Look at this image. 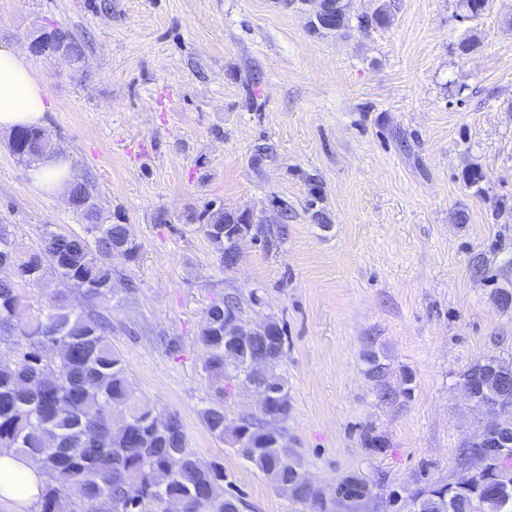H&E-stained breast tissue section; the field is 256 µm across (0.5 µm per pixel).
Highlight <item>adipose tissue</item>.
I'll use <instances>...</instances> for the list:
<instances>
[{
  "label": "adipose tissue",
  "instance_id": "1",
  "mask_svg": "<svg viewBox=\"0 0 512 512\" xmlns=\"http://www.w3.org/2000/svg\"><path fill=\"white\" fill-rule=\"evenodd\" d=\"M49 110L43 79L24 53L0 47V132L42 125ZM46 477L28 458L0 449V498L31 507Z\"/></svg>",
  "mask_w": 512,
  "mask_h": 512
}]
</instances>
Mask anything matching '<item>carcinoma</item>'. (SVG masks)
<instances>
[{
    "mask_svg": "<svg viewBox=\"0 0 512 512\" xmlns=\"http://www.w3.org/2000/svg\"><path fill=\"white\" fill-rule=\"evenodd\" d=\"M335 15L333 30L353 27L367 31L383 25L387 15H350L347 0H328ZM10 147L21 162L32 163L60 150L39 127H23L12 136ZM73 210L86 221L85 233L48 229L40 241L24 248L12 233L0 236V251L16 257V270L0 278V341L11 345L12 356L0 360V448L36 461L47 481L41 512H61V500L74 495L86 512H167L170 501L183 512H240L244 502L223 493L224 467L200 466L187 448L181 418L156 412L137 395L125 360L111 341L112 321L101 313L81 312L71 304L78 292L92 303L112 295L116 270L112 255L136 260L139 246L125 224H102L97 205L86 185L70 184ZM202 228L219 262L233 248L224 236V208L203 214ZM52 272L60 288L29 321H20L26 307L21 287L39 283ZM260 302L255 292L245 296L232 289L213 300L206 311L198 341L204 349L203 369L212 385V397L201 419L216 438L230 440L235 452L263 473L275 486H292L294 498L319 510L325 508L319 490L299 470L297 451L288 447L286 423L289 404L287 382L276 373L282 356L273 355L260 340L239 356L227 355L232 343L224 339V305L242 317L246 307ZM367 374L381 386V398L396 392L385 383L386 366L368 358ZM259 385L282 394L279 423L261 419L269 409L262 403L250 416L226 422L224 385ZM489 400L501 426L512 433V402ZM471 462L476 477L471 486L448 496V486L431 484L402 495L394 489L390 502L407 512H472L478 502L482 512H512V447L504 454L489 448L465 446L460 452ZM366 486L354 476L340 486L345 499L365 496Z\"/></svg>",
    "mask_w": 512,
    "mask_h": 512,
    "instance_id": "1",
    "label": "carcinoma"
}]
</instances>
